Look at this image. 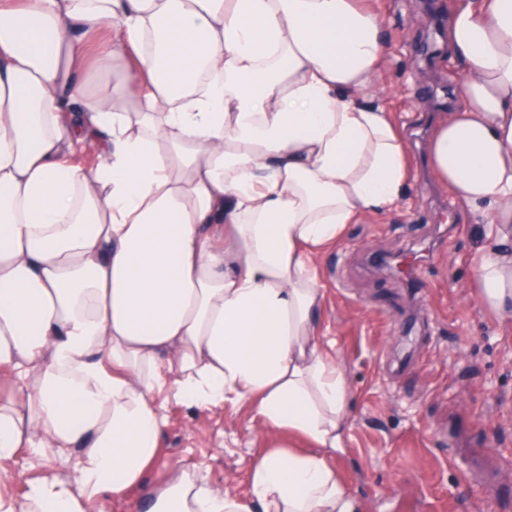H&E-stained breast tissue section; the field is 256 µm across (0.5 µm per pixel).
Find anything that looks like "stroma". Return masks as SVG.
<instances>
[{
  "label": "stroma",
  "instance_id": "1",
  "mask_svg": "<svg viewBox=\"0 0 512 512\" xmlns=\"http://www.w3.org/2000/svg\"><path fill=\"white\" fill-rule=\"evenodd\" d=\"M391 48L376 78L402 128L414 173L399 208L346 225L321 259L328 326L351 410L333 457L364 512H512V334L472 295L471 258L483 226L435 183L429 135L461 92L448 53V0H377ZM433 252L416 284L390 269L410 250ZM166 424L143 486L111 512H146L169 464L201 467L215 485L247 496L267 434L250 409L224 402L197 409L156 396ZM80 449L46 459L19 449L0 495L78 478Z\"/></svg>",
  "mask_w": 512,
  "mask_h": 512
}]
</instances>
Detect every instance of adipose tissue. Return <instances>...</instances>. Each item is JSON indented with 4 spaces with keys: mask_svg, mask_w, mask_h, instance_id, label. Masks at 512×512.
Masks as SVG:
<instances>
[{
    "mask_svg": "<svg viewBox=\"0 0 512 512\" xmlns=\"http://www.w3.org/2000/svg\"><path fill=\"white\" fill-rule=\"evenodd\" d=\"M385 23L365 0H0V484L18 449H83L77 487L35 482L0 512H109L156 459L164 386L248 404L271 444L248 497L175 463L148 512H363L330 459L350 405L317 260L412 175L362 95ZM448 47L461 102L430 162L507 241L512 0H455ZM474 274L512 328V250Z\"/></svg>",
    "mask_w": 512,
    "mask_h": 512,
    "instance_id": "1",
    "label": "adipose tissue"
}]
</instances>
